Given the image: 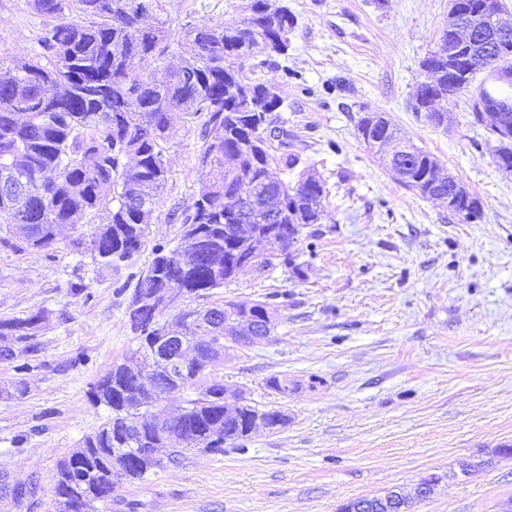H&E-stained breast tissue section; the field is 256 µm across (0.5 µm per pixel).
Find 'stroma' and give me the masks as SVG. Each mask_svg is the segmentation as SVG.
<instances>
[{
    "label": "stroma",
    "instance_id": "stroma-1",
    "mask_svg": "<svg viewBox=\"0 0 512 512\" xmlns=\"http://www.w3.org/2000/svg\"><path fill=\"white\" fill-rule=\"evenodd\" d=\"M295 17L274 121L302 167L325 183L322 224L294 261L250 271L213 301L272 300L267 339L226 354L218 373L288 423L252 435L245 450L184 451L177 464L119 482L98 512H337L358 497L443 475L413 512H507L512 506V173L475 123L470 93L449 100L448 127L410 107L421 61L448 23L449 0H276ZM246 0H162L178 31L240 12ZM40 19L24 0H0V53L37 47ZM387 113L482 204L464 222L404 187L365 146L356 123ZM199 120L177 124L166 153L164 205L149 246L116 267L58 245L52 257L0 248V318L42 308L43 368L25 396H0V471L37 480L33 512H55L57 464L106 418L91 382L129 352L126 309L152 245L175 246L180 214L199 193ZM84 282L89 297L71 286ZM287 382V395L265 386ZM28 433L22 447L16 435Z\"/></svg>",
    "mask_w": 512,
    "mask_h": 512
}]
</instances>
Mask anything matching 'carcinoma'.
<instances>
[{
	"instance_id": "1",
	"label": "carcinoma",
	"mask_w": 512,
	"mask_h": 512,
	"mask_svg": "<svg viewBox=\"0 0 512 512\" xmlns=\"http://www.w3.org/2000/svg\"><path fill=\"white\" fill-rule=\"evenodd\" d=\"M141 0H27L42 19L36 37L38 49L22 59L4 62L0 56V246L51 256L60 229L69 227L66 247L90 254L103 266L131 260L146 246L149 224L160 209L168 181L166 152L175 117L203 116L202 145L197 167L208 181L182 213L181 236L193 227L202 239V251L188 258V267L170 281L166 256L178 248L153 247L154 258L136 282L127 309L129 331L136 348L94 382L89 398L108 416L84 436L70 456L59 462L55 484L56 512H78L73 503L86 498L85 512H96L99 487L82 488L75 477L95 470L112 489V467L120 463L129 480L155 472L147 458L135 454L114 456L117 448H142L147 439L155 448L169 449L175 464L188 449L220 453L224 445L241 446L260 430L275 431L288 422L280 409L242 404L234 413L224 406V379L189 366L169 373L160 365L151 381L165 394L189 392L182 404L165 411L157 421L146 408L130 409L135 376L128 363L140 364L169 349L157 344L162 336L184 327L185 314L166 320L146 311L135 321L140 298L164 288H181L192 298L205 299L236 280L246 270L252 249L236 238L237 214L224 206V197L253 193L246 221L262 237L274 235L288 245L300 242L304 229L317 221L301 201L323 207L325 184L305 171L293 181L270 186L271 154L255 145L258 127L267 122L281 99L265 92V83L241 73L240 52L262 57L259 65L274 67L288 52V33L294 19L286 13L272 21L266 0H248L240 14L212 25L194 27L182 42L174 40L170 22L158 14L160 0H150L149 14H138ZM180 49L179 66L162 79L149 66L164 63L172 49ZM419 111L427 107L430 123L448 125V113L438 105L448 99V79L423 85L416 94ZM512 115V95L485 88L472 102L474 118L492 106ZM383 136L386 127L373 124L365 112L358 133ZM401 156L407 188L433 196L439 187L430 173L438 160L403 141ZM300 192H295L296 183ZM268 303L251 306L234 300L213 303L220 321L235 322L247 315L263 321ZM45 312L0 318V360L14 364L12 394L28 393L26 376L42 367L38 340ZM136 418L140 430L130 433L123 420ZM37 483H17L8 495L17 508L31 510Z\"/></svg>"
}]
</instances>
